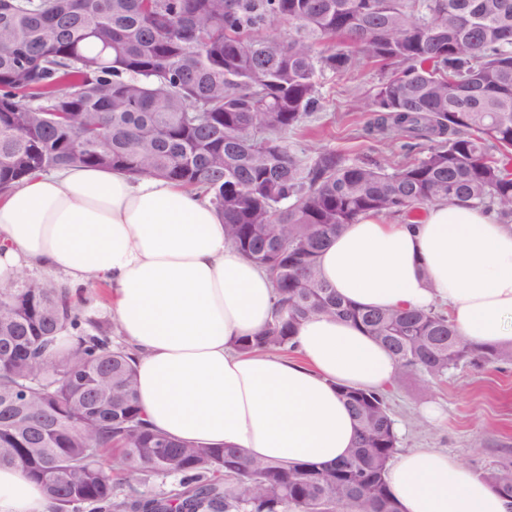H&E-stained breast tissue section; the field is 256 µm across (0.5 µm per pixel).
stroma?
<instances>
[{
	"label": "stroma",
	"mask_w": 512,
	"mask_h": 512,
	"mask_svg": "<svg viewBox=\"0 0 512 512\" xmlns=\"http://www.w3.org/2000/svg\"><path fill=\"white\" fill-rule=\"evenodd\" d=\"M379 78L372 64L343 77L326 74L311 132L292 131L289 143L311 158L331 150L350 162L407 161V154L369 134V113L351 109L355 96L371 91ZM387 403L401 448L448 451L475 473L512 461V364L464 365L441 380L423 375L397 379L387 388Z\"/></svg>",
	"instance_id": "stroma-1"
}]
</instances>
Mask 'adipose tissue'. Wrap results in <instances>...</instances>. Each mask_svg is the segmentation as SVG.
<instances>
[{
    "label": "adipose tissue",
    "instance_id": "1",
    "mask_svg": "<svg viewBox=\"0 0 512 512\" xmlns=\"http://www.w3.org/2000/svg\"><path fill=\"white\" fill-rule=\"evenodd\" d=\"M323 278L362 307L441 306L474 344L512 345V225L464 202L415 226L366 217L319 257ZM101 287L139 353L138 402L152 428L288 463H336L357 423L340 387L382 388L396 361L352 323L310 318L298 355L239 352L274 313L268 273L224 238L206 198L159 177L73 166L0 192V286L23 269ZM401 512H512L459 458L403 451L387 475ZM42 487L0 467V512H53Z\"/></svg>",
    "mask_w": 512,
    "mask_h": 512
}]
</instances>
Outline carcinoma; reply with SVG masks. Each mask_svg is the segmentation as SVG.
<instances>
[{"label":"carcinoma","instance_id":"obj_1","mask_svg":"<svg viewBox=\"0 0 512 512\" xmlns=\"http://www.w3.org/2000/svg\"><path fill=\"white\" fill-rule=\"evenodd\" d=\"M286 16L288 36L268 32ZM363 63L356 98L401 165L307 161L288 132L320 109L319 78ZM81 164L154 176L208 196L227 243L270 275L274 318L241 351H292L321 315L360 328L397 371L441 378L512 361L439 309H366L337 296L318 257L344 226L436 202L512 225V0H0V190ZM0 466L56 512H126L117 466L175 478L144 512H400L387 474L400 446L383 389L340 388L358 421L333 465L260 461L153 429L136 357L50 279L0 288ZM479 479L512 498V463Z\"/></svg>","mask_w":512,"mask_h":512}]
</instances>
